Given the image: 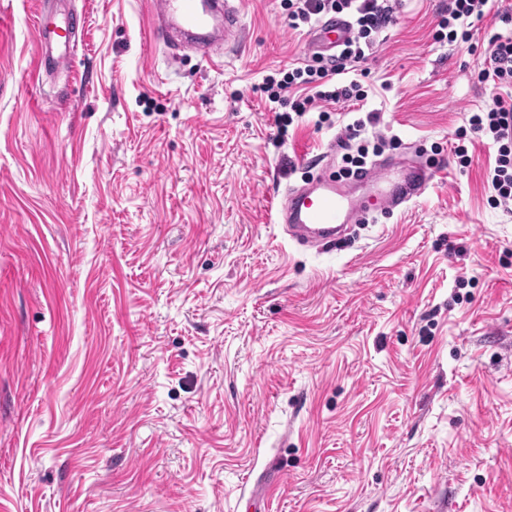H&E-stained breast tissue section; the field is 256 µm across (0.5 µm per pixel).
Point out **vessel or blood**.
I'll list each match as a JSON object with an SVG mask.
<instances>
[{"instance_id":"vessel-or-blood-1","label":"vessel or blood","mask_w":512,"mask_h":512,"mask_svg":"<svg viewBox=\"0 0 512 512\" xmlns=\"http://www.w3.org/2000/svg\"><path fill=\"white\" fill-rule=\"evenodd\" d=\"M179 26L192 36V44L206 56H218L226 44L243 41L244 31L236 9L221 0H156L154 28L168 34ZM37 31L45 45L67 46L75 36L76 20H66L61 30L47 28L37 21ZM350 35L346 20L332 16L322 20L312 43L317 47H336ZM370 186L371 197L357 200L337 188L336 181L320 175L308 185L290 187L277 202L275 218L290 238L301 246L323 248L339 242L347 225L360 222L372 206L395 211L421 197L428 189L432 174L417 166L379 164L360 177Z\"/></svg>"}]
</instances>
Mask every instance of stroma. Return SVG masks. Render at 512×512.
<instances>
[{
	"instance_id": "stroma-1",
	"label": "stroma",
	"mask_w": 512,
	"mask_h": 512,
	"mask_svg": "<svg viewBox=\"0 0 512 512\" xmlns=\"http://www.w3.org/2000/svg\"><path fill=\"white\" fill-rule=\"evenodd\" d=\"M36 2L0 0V512H512V212L492 141L451 152L512 0L472 49L399 0L361 137L438 175L324 252L273 198L340 172L356 115L282 127L283 0H235L219 63L156 41L154 0H67L48 71ZM46 17L47 15L43 11H41V13L37 16V31L42 37V42L45 43L46 51L43 54L45 64L48 63V65L57 66L63 64L65 62V58L61 55L55 57L50 50L52 45L55 42L57 47H64L66 49L69 41L75 37L78 24L76 20L72 18L63 21L64 27L56 26L53 29H48L47 24L44 23ZM57 29H60L59 31L62 33L57 32Z\"/></svg>"
}]
</instances>
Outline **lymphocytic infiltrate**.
<instances>
[{
  "instance_id": "1",
  "label": "lymphocytic infiltrate",
  "mask_w": 512,
  "mask_h": 512,
  "mask_svg": "<svg viewBox=\"0 0 512 512\" xmlns=\"http://www.w3.org/2000/svg\"><path fill=\"white\" fill-rule=\"evenodd\" d=\"M489 0H448V7L440 15L433 34L436 42L458 45L470 42L474 23L482 19ZM288 24L297 29L314 26L330 14H343L351 21L352 35L339 52L325 56L312 54L310 63L288 69H279L263 80L262 91L269 102L290 108L284 116V125H291L294 117L320 109L325 103L343 102L353 106L364 102L368 93L359 80L340 83V75L353 70L355 63L365 59L369 50L379 43L380 33L393 21V0H285ZM481 82L494 88L512 87V34L495 36L490 50L485 53L478 74ZM378 113H368L365 119L354 120L344 128L346 140L357 141L354 154L348 155L343 173L357 176L367 168L369 154L380 153L382 142L360 141L366 124L378 122ZM491 138L497 147L495 163L486 174L492 190L490 201L496 206L512 205V101L495 97L482 112L473 113L466 127L460 128L452 151L460 167H469L472 157L470 145L477 139Z\"/></svg>"
}]
</instances>
